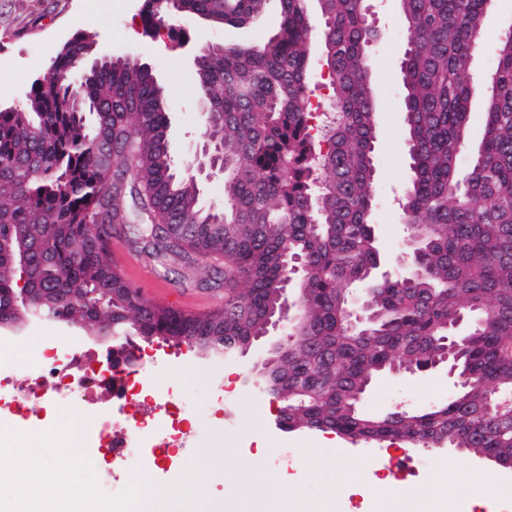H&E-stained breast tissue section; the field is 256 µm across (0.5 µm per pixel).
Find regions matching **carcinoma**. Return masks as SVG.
Instances as JSON below:
<instances>
[{
	"label": "carcinoma",
	"instance_id": "cac0c4a2",
	"mask_svg": "<svg viewBox=\"0 0 512 512\" xmlns=\"http://www.w3.org/2000/svg\"><path fill=\"white\" fill-rule=\"evenodd\" d=\"M277 2L278 30L262 43L226 41L197 74L204 141L224 165V199L205 204L170 147L166 92L134 60L78 82L46 80L25 102L0 110V318L10 294L66 288L95 309L73 306L43 317L92 331L112 324L148 340L211 336L233 356L271 318L295 258L288 356L260 378L289 430L334 433L353 443L403 441L471 448L507 461L512 431L499 425L487 394L512 376V29L488 77L485 129L471 149L472 62L484 33L486 0H399L407 41L399 63L408 178L401 219L418 239L420 273L370 275L379 261L375 61L377 33L364 0H181L182 12L237 28ZM320 73L311 68L315 30ZM94 45L80 35L49 72L68 70ZM321 76L329 106L312 111ZM163 274L183 281L207 266L224 304L188 315L147 303L116 268L112 237ZM378 316L352 336L356 290ZM472 323L450 356L465 402L427 412L357 409L372 380L397 365L435 364L454 325Z\"/></svg>",
	"mask_w": 512,
	"mask_h": 512
}]
</instances>
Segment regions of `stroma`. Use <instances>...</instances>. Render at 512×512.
Returning a JSON list of instances; mask_svg holds the SVG:
<instances>
[{
  "instance_id": "obj_1",
  "label": "stroma",
  "mask_w": 512,
  "mask_h": 512,
  "mask_svg": "<svg viewBox=\"0 0 512 512\" xmlns=\"http://www.w3.org/2000/svg\"><path fill=\"white\" fill-rule=\"evenodd\" d=\"M146 0H0V106H18L32 83L45 77L61 47L74 35H96L99 45L112 47L141 59L151 67L167 90L173 114V154L177 160L190 155L201 140L198 104L202 92L193 51L224 39H266L277 28L276 13H268L254 26L234 30L193 18L181 22L180 30L152 28L143 22ZM366 18L380 33L369 48L376 60L372 83L378 101V202L373 216L376 236L384 251L399 253L406 238L399 201L407 178L398 103L401 86L398 64L405 47V28L399 0H364ZM485 40L474 59L470 134L483 136L485 79L496 62V37L512 27V0H492L485 17ZM141 279L144 299L152 304L173 305L185 300L214 307L223 292L196 288L163 277L147 265ZM71 349L76 358L103 355L106 345L93 331L51 319L23 322L21 329L0 327V370L12 372L15 384L35 385L37 394L24 407H0V420L41 433L53 428L61 417L84 420L81 406L51 411L48 402L55 383L52 377L31 381L27 365H39L47 356ZM143 356L152 358L151 392L138 410L165 422L166 409L184 406V449L160 448L148 460L157 485L177 481L190 463L204 470V512H277L270 485L287 481L301 486L309 512H405L401 498H373L355 506L353 496L372 484L377 475L394 478L421 489L442 472H465L478 482L498 487L512 483V472L494 463L449 448L422 449L404 445V453L427 456V467L407 470L393 461L382 466L366 462L363 447L335 434L310 430L287 432L276 421L279 405L254 387L243 385L254 361L246 355L229 361L201 358L187 347L157 340L142 344ZM239 388L232 402H225L226 378ZM451 382L445 372L432 371L409 380L379 376L366 395L364 407L384 413L402 405L424 410L447 401ZM297 454L300 465L287 472L280 462L286 451ZM248 458L255 463L256 479L244 489L239 478L220 471L222 455Z\"/></svg>"
}]
</instances>
